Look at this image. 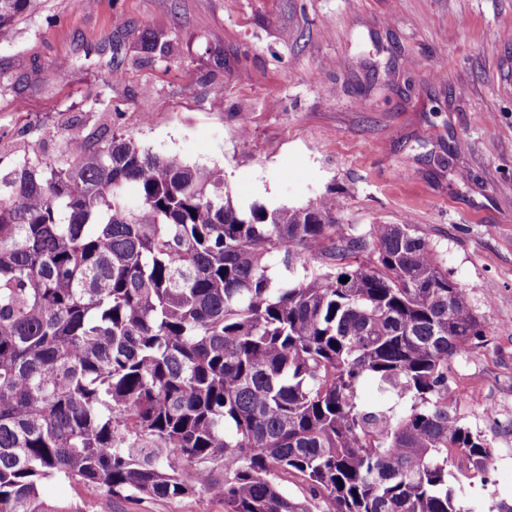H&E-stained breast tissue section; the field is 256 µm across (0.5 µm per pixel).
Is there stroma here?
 Instances as JSON below:
<instances>
[{
    "label": "stroma",
    "mask_w": 512,
    "mask_h": 512,
    "mask_svg": "<svg viewBox=\"0 0 512 512\" xmlns=\"http://www.w3.org/2000/svg\"><path fill=\"white\" fill-rule=\"evenodd\" d=\"M119 20L134 33L113 80L93 50ZM146 26L166 60H146ZM74 116L223 167L244 207L330 194L341 233L416 225L490 332L452 362L448 394L493 472L452 465L449 481L473 512L512 499V0H37L0 42V167L57 155ZM43 495L97 512L101 491L51 480ZM112 512L224 505L202 492ZM140 45L149 59H165L171 52L170 43L146 27L140 33Z\"/></svg>",
    "instance_id": "1"
}]
</instances>
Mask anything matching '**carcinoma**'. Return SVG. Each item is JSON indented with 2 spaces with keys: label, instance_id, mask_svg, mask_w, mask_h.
<instances>
[{
  "label": "carcinoma",
  "instance_id": "obj_1",
  "mask_svg": "<svg viewBox=\"0 0 512 512\" xmlns=\"http://www.w3.org/2000/svg\"><path fill=\"white\" fill-rule=\"evenodd\" d=\"M35 2L0 0V41ZM338 212L240 208L224 169L78 121L60 158L0 170V512H83L43 497L54 478L224 512H471L449 458L487 474L492 453L448 371L490 333L414 225L338 240ZM304 255L338 263L300 277ZM367 379L396 405L360 404Z\"/></svg>",
  "mask_w": 512,
  "mask_h": 512
}]
</instances>
